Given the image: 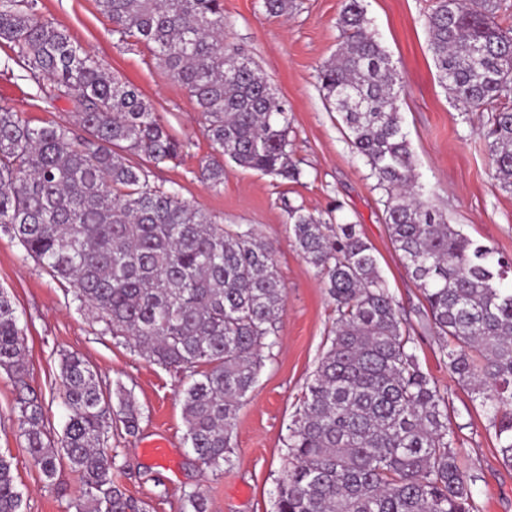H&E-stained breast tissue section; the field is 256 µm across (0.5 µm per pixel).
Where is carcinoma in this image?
<instances>
[{
	"label": "carcinoma",
	"mask_w": 512,
	"mask_h": 512,
	"mask_svg": "<svg viewBox=\"0 0 512 512\" xmlns=\"http://www.w3.org/2000/svg\"><path fill=\"white\" fill-rule=\"evenodd\" d=\"M96 6L117 44L147 47L195 100L212 149L204 180L222 184L226 159L300 178L288 154V105L250 55L226 41L224 0ZM502 9V0H433L425 26L439 81L458 109L491 112L494 176L512 191V25L496 22ZM338 26L341 47L316 69L318 90L382 193L391 240L446 339L450 371L485 408L511 466L512 290L497 281L512 260L447 223L417 184L397 106L401 77L361 0H344ZM0 44L47 102L67 99L75 117L33 126L0 104V232L68 283L103 333L190 379L186 441L207 469L223 471L233 462L238 412L279 343L285 292L273 250L252 226L226 229L151 180L149 164L177 160L185 143L135 85L46 19L38 0H0ZM288 216L335 318L288 426L275 512H478L448 427V390L422 370L372 245L355 224H331L301 206ZM0 370L14 382V421L45 487L66 464L83 478L75 512H141L114 485L107 446L112 395L125 430L138 429L125 388L103 389L85 360L63 355L58 379L70 415L54 440L26 382L17 307L2 289ZM22 503L13 457L0 452V512H22Z\"/></svg>",
	"instance_id": "cac0c4a2"
}]
</instances>
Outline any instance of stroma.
Wrapping results in <instances>:
<instances>
[{"label": "stroma", "mask_w": 512, "mask_h": 512, "mask_svg": "<svg viewBox=\"0 0 512 512\" xmlns=\"http://www.w3.org/2000/svg\"><path fill=\"white\" fill-rule=\"evenodd\" d=\"M432 0H362L371 27L402 78L398 109L415 160V173L431 204L464 234L512 259V192L500 188L491 168L488 113L462 112L439 83L424 16ZM343 0H295L284 16L269 15L263 0H224L225 33L261 66L291 110L289 151L299 181L276 179L224 163V182L200 178L211 153L204 119L187 90L158 66L144 46L117 45L110 21L94 0H38L42 15L65 28L116 76L138 87L170 132L185 142L182 157L153 169L155 183L195 201L218 223L252 225L276 252L286 302L280 343L267 358L258 382L240 409L233 432V464L215 474L185 442L179 375L150 362L102 331L80 311L65 285L54 280L16 240L0 233V289L17 306L29 349L30 386L41 396L51 431L68 420L56 383L62 355L87 361L102 384H123L141 412L135 433L113 422L109 443L113 481L146 505V512H181L186 497L203 492L210 512H274L273 490L287 456L288 426L307 380L328 346L333 308L315 269L298 253L288 209L304 206L332 213L334 222L358 225L374 248L381 274L394 297L406 332L425 372L448 390V424L462 466L473 476L480 512H512V467L504 464L495 431L448 368L445 342L435 335L425 301L404 267L384 221L380 194L369 168L348 143L337 113L329 111L315 85V71L337 50ZM6 104L40 124L73 120L66 100L44 112L36 84L0 47V90ZM15 387L0 374V451L10 452L24 493L22 512H74L82 488L78 473L62 467L52 488L30 458L13 422ZM167 443L169 459L145 453Z\"/></svg>", "instance_id": "1"}]
</instances>
